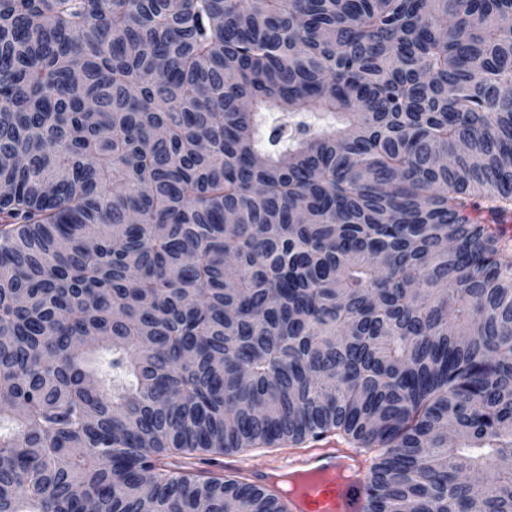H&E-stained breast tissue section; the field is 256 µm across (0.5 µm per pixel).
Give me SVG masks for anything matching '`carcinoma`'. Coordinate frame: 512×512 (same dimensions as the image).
<instances>
[{
	"instance_id": "obj_1",
	"label": "carcinoma",
	"mask_w": 512,
	"mask_h": 512,
	"mask_svg": "<svg viewBox=\"0 0 512 512\" xmlns=\"http://www.w3.org/2000/svg\"><path fill=\"white\" fill-rule=\"evenodd\" d=\"M0 186V512H512V0H0ZM344 452L327 444L311 456L288 461L286 468L296 474H313L319 478L305 484L299 495L288 498L292 512H366L365 469L351 461L353 475H336V465ZM307 448H271L269 450L252 453H231L224 455H211L198 453L196 458L189 460L194 463L192 466L196 471L206 475L230 474V472L241 469L251 481L256 482V471L265 473L276 472L282 461L289 457L304 452Z\"/></svg>"
}]
</instances>
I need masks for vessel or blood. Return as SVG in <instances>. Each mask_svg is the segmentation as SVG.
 <instances>
[{
  "mask_svg": "<svg viewBox=\"0 0 512 512\" xmlns=\"http://www.w3.org/2000/svg\"><path fill=\"white\" fill-rule=\"evenodd\" d=\"M342 459V451L328 444L314 455L288 462L293 473L313 476L299 495L289 498L291 512H366L365 470L357 465L351 477L337 476L336 465Z\"/></svg>",
  "mask_w": 512,
  "mask_h": 512,
  "instance_id": "obj_1",
  "label": "vessel or blood"
}]
</instances>
